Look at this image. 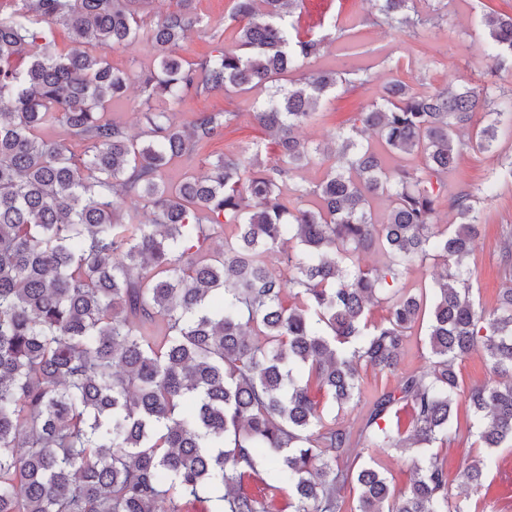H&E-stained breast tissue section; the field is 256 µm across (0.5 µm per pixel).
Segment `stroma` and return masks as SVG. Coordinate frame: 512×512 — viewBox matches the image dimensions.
<instances>
[{
	"label": "stroma",
	"instance_id": "35a3bbf8",
	"mask_svg": "<svg viewBox=\"0 0 512 512\" xmlns=\"http://www.w3.org/2000/svg\"><path fill=\"white\" fill-rule=\"evenodd\" d=\"M486 2L448 0V14L444 20L418 37L371 25L370 19L375 12L372 0H306L303 27H318L323 18L334 17L341 21L357 18L359 26L356 36L348 42L350 49L366 46L378 50L384 60L371 69L370 81L364 88L339 95L329 104L328 116L304 125L299 131L300 137L317 144L327 139L336 128L351 126L356 112L377 101L384 84L393 79L427 90L457 80L483 84L480 61L488 48V41L481 16ZM196 6L203 22L191 33L188 47L192 54L199 55L208 50L213 33L223 31L229 4L228 0H197ZM103 53L112 67L133 75L156 65L153 49L141 39L118 49L104 48ZM249 104L246 96L221 92L186 98L178 107L182 120H190L200 111L224 109L232 111L234 117L221 139L191 156L172 162L164 171L165 181L176 184L187 174L204 173L209 160L216 155L240 150L262 140L263 134L250 116ZM507 155H512V133L506 131L502 132L495 150L464 152L456 168L448 175L449 189L485 182L492 171L499 169ZM479 208V237L467 262L476 271L475 300L483 308L490 309L495 307L500 289L512 281V263L504 262L501 251L504 239L512 236V180L499 182L493 195L483 199ZM429 368L423 334L420 330H413L395 373L379 374L369 368L361 369L364 393L356 405L340 414L341 424L350 430H358L377 393L394 388L402 376ZM361 455L391 474L396 488H404L415 475L411 453L392 448H365ZM482 492L494 512H512V447L495 451Z\"/></svg>",
	"mask_w": 512,
	"mask_h": 512
}]
</instances>
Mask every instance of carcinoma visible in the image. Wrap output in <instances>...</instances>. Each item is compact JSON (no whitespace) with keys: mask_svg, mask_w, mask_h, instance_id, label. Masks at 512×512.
Returning a JSON list of instances; mask_svg holds the SVG:
<instances>
[{"mask_svg":"<svg viewBox=\"0 0 512 512\" xmlns=\"http://www.w3.org/2000/svg\"><path fill=\"white\" fill-rule=\"evenodd\" d=\"M0 18V512H180L177 500L221 491L222 512H268L286 491L291 512H472L449 497L448 470L414 460L405 491L354 447L430 448L458 435V398L487 455L458 473L478 493L492 454L512 446V287L477 309L463 265L479 231L486 182L448 191L467 151L489 152L512 90L449 83L418 91L402 80L339 128L328 147L296 136L370 66L343 53L337 67L302 72L351 36L301 35L304 0H229L223 44L188 57L202 23L195 0L145 25L150 0H19ZM371 23L416 36L443 19L444 0H375ZM487 74L512 59V14L486 6ZM65 26L74 47L58 48ZM139 37L157 53L137 82V136L107 117L131 75L95 49ZM299 77H294L295 73ZM252 117L280 152L256 142L218 156L202 175L170 185L173 160L221 138L231 112L179 120L176 106L214 91L249 92ZM168 103L158 108L155 102ZM486 124L475 130V111ZM60 127L85 143L81 157L42 132ZM410 155L421 165L389 167ZM324 166L314 186L295 172ZM386 197L383 217L372 201ZM132 198L145 211L128 213ZM456 223H435L442 200ZM224 238L215 240L216 229ZM380 250L386 274L359 265ZM277 253L285 269L268 263ZM441 261L430 289L385 293L413 262ZM388 316L371 319V306ZM426 324L427 373L382 391L357 437L326 419L362 391L359 368L394 371L409 333ZM478 352L492 378L464 389L457 362ZM402 404L404 432L387 424ZM266 468L261 493L244 488Z\"/></svg>","mask_w":512,"mask_h":512,"instance_id":"carcinoma-1","label":"carcinoma"}]
</instances>
